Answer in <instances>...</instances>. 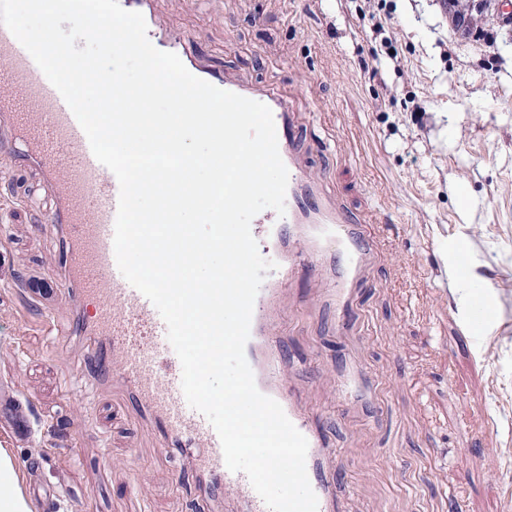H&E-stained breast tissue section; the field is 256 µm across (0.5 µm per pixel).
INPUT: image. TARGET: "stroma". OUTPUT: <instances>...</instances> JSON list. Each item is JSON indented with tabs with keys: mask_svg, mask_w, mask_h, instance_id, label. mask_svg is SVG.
<instances>
[{
	"mask_svg": "<svg viewBox=\"0 0 512 512\" xmlns=\"http://www.w3.org/2000/svg\"><path fill=\"white\" fill-rule=\"evenodd\" d=\"M164 23L219 68L287 92L311 164L378 258L344 319L307 268L288 284L285 354L336 447L348 512H512V27L455 31L444 0H156ZM0 444L36 512H196L153 430L119 389L71 387L48 323L60 296L36 232L51 199L0 154ZM467 245L466 266L448 253ZM487 282L471 332L466 280ZM358 366L364 393L337 377Z\"/></svg>",
	"mask_w": 512,
	"mask_h": 512,
	"instance_id": "obj_1",
	"label": "stroma"
}]
</instances>
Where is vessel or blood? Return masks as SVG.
<instances>
[{"label":"vessel or blood","mask_w":512,"mask_h":512,"mask_svg":"<svg viewBox=\"0 0 512 512\" xmlns=\"http://www.w3.org/2000/svg\"><path fill=\"white\" fill-rule=\"evenodd\" d=\"M141 13L147 36L161 51L178 54L186 68L219 89L266 104L272 111L278 148L289 172L286 214L273 232L281 241L277 267L255 299L245 357L258 389L275 399L306 437V471L318 512H344L332 491L327 440L303 408L288 378L278 336L279 294L296 270L311 268L336 291L344 309L349 288L359 284L374 255L368 226L349 216L310 171L300 144L298 115L287 96L217 69L186 53L181 35L162 28L154 0H119ZM0 146L34 166L48 185L55 207L50 219L58 236L59 278L71 311L57 332L63 345L80 348L77 366L89 384L119 385L140 414L157 428L163 452H177L192 479L193 493L207 512H268L247 475L228 470L217 432L192 409L182 391V367L156 307L121 274L113 238L119 202L114 173L94 157L71 109L32 56L0 25ZM472 328L487 322L484 284L470 286Z\"/></svg>","instance_id":"obj_1"}]
</instances>
